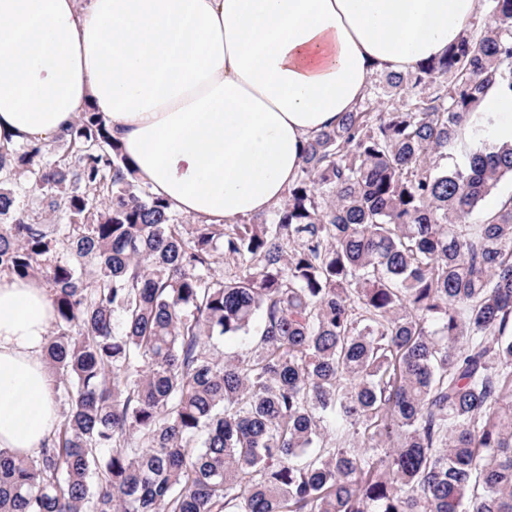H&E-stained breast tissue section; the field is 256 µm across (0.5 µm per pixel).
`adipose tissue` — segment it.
Listing matches in <instances>:
<instances>
[{"instance_id": "adipose-tissue-1", "label": "adipose tissue", "mask_w": 512, "mask_h": 512, "mask_svg": "<svg viewBox=\"0 0 512 512\" xmlns=\"http://www.w3.org/2000/svg\"><path fill=\"white\" fill-rule=\"evenodd\" d=\"M477 0H0V144L52 141L100 112L138 179L206 224L281 203L315 133L379 71L465 31ZM480 113L512 143V94ZM43 281L0 275V447L27 456L59 418Z\"/></svg>"}]
</instances>
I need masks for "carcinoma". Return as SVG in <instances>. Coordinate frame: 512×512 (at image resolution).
Instances as JSON below:
<instances>
[{"mask_svg": "<svg viewBox=\"0 0 512 512\" xmlns=\"http://www.w3.org/2000/svg\"><path fill=\"white\" fill-rule=\"evenodd\" d=\"M485 2L315 134L269 215L183 233L99 112L67 163L0 146V272L49 285L68 405L0 448V512H512V197L466 223L512 144L475 123L447 164L512 93V0Z\"/></svg>", "mask_w": 512, "mask_h": 512, "instance_id": "obj_1", "label": "carcinoma"}]
</instances>
